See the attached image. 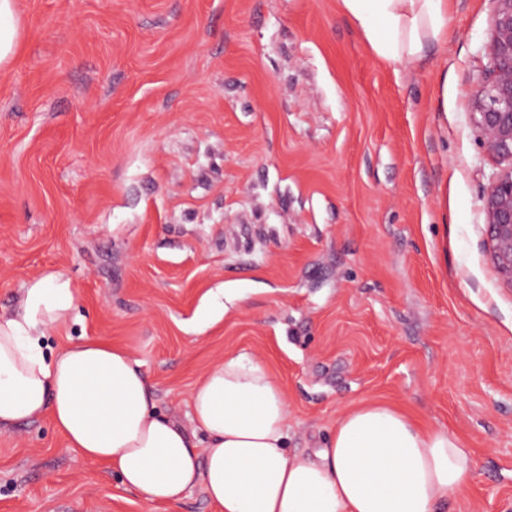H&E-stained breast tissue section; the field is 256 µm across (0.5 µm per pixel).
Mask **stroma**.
Returning a JSON list of instances; mask_svg holds the SVG:
<instances>
[{
  "instance_id": "obj_1",
  "label": "stroma",
  "mask_w": 512,
  "mask_h": 512,
  "mask_svg": "<svg viewBox=\"0 0 512 512\" xmlns=\"http://www.w3.org/2000/svg\"><path fill=\"white\" fill-rule=\"evenodd\" d=\"M15 2L0 311L61 276L77 308L47 345L125 347L181 421L204 371L249 352L298 451L388 402L471 449L446 512H512V288L471 108L493 0H449L418 64L377 58L340 0ZM0 512L152 510L43 418L0 433Z\"/></svg>"
}]
</instances>
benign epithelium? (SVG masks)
I'll use <instances>...</instances> for the list:
<instances>
[{"instance_id": "obj_1", "label": "benign epithelium", "mask_w": 512, "mask_h": 512, "mask_svg": "<svg viewBox=\"0 0 512 512\" xmlns=\"http://www.w3.org/2000/svg\"><path fill=\"white\" fill-rule=\"evenodd\" d=\"M488 66L474 90L472 115L481 147L509 162L483 197L486 246L504 280L512 286V0H495Z\"/></svg>"}]
</instances>
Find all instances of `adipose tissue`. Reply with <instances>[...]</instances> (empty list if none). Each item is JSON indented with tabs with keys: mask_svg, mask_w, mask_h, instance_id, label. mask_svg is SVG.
Masks as SVG:
<instances>
[{
	"mask_svg": "<svg viewBox=\"0 0 512 512\" xmlns=\"http://www.w3.org/2000/svg\"><path fill=\"white\" fill-rule=\"evenodd\" d=\"M371 51L423 61L448 39V0H341ZM77 291L50 275L0 315V430L50 417L66 452L100 462L157 512L202 487L217 512H435L472 479V453L444 429L363 401L313 453L288 449V402L261 362L225 355L191 388L187 422L157 411L128 351L87 337L46 352Z\"/></svg>",
	"mask_w": 512,
	"mask_h": 512,
	"instance_id": "adipose-tissue-1",
	"label": "adipose tissue"
}]
</instances>
